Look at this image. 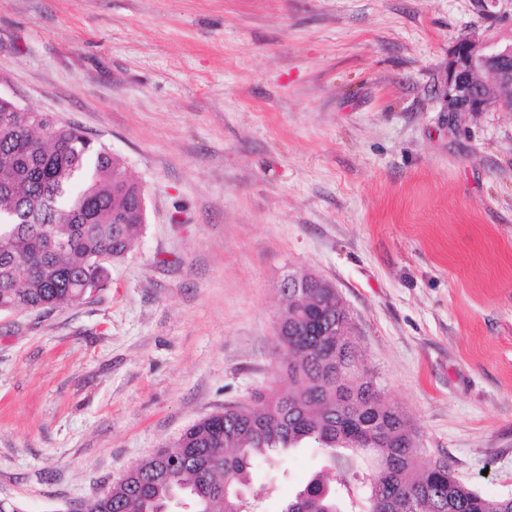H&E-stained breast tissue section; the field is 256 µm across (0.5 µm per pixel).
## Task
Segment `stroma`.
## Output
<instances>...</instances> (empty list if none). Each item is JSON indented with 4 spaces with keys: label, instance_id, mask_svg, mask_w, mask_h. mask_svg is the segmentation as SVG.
Listing matches in <instances>:
<instances>
[{
    "label": "stroma",
    "instance_id": "stroma-1",
    "mask_svg": "<svg viewBox=\"0 0 512 512\" xmlns=\"http://www.w3.org/2000/svg\"><path fill=\"white\" fill-rule=\"evenodd\" d=\"M471 35L512 41V0H0V96L121 157L148 210L93 298L0 313V499L65 512L274 385L303 272L421 462L512 497V112L447 113ZM325 466L256 463L257 512Z\"/></svg>",
    "mask_w": 512,
    "mask_h": 512
}]
</instances>
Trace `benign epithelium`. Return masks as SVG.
I'll list each match as a JSON object with an SVG mask.
<instances>
[{
  "label": "benign epithelium",
  "instance_id": "7a95c632",
  "mask_svg": "<svg viewBox=\"0 0 512 512\" xmlns=\"http://www.w3.org/2000/svg\"><path fill=\"white\" fill-rule=\"evenodd\" d=\"M446 99L449 113L511 112L512 42L474 35L460 39L448 60Z\"/></svg>",
  "mask_w": 512,
  "mask_h": 512
}]
</instances>
